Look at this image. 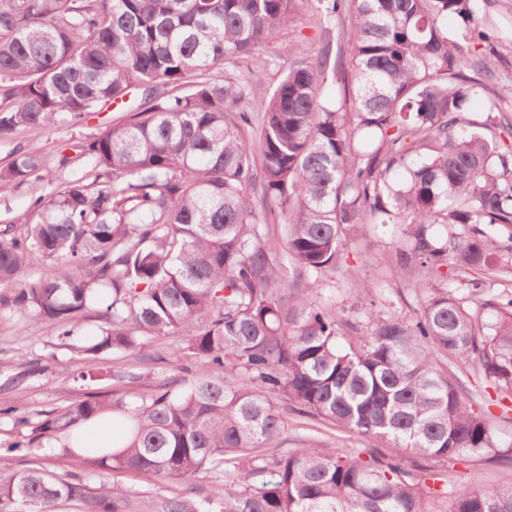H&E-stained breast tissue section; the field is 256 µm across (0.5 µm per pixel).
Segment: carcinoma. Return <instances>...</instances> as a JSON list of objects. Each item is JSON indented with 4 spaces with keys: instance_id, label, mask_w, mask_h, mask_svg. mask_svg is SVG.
I'll list each match as a JSON object with an SVG mask.
<instances>
[{
    "instance_id": "cac0c4a2",
    "label": "carcinoma",
    "mask_w": 512,
    "mask_h": 512,
    "mask_svg": "<svg viewBox=\"0 0 512 512\" xmlns=\"http://www.w3.org/2000/svg\"><path fill=\"white\" fill-rule=\"evenodd\" d=\"M299 2L0 0V143L114 106L127 114L62 144L58 166L71 151L84 178L59 183L21 147L0 166V184L49 188L0 227V319L41 321L67 347L99 313L104 325L78 347L90 358L177 333L209 366L134 400L92 394L47 414L0 448V512L63 501L83 512H427L435 494L448 512H512V483L455 484L343 449L266 455L287 399L436 463L482 456L495 447L488 420L440 355L477 363L512 394V262L495 258L512 259V148L497 136L512 85L488 98L485 120L467 118L495 76L499 38L480 25L482 0H317L326 19L354 9L350 80L327 94L328 54L289 42L275 89L257 98L270 65L259 49L296 22ZM450 16L462 22L453 33ZM269 224L284 225L305 288H282ZM364 224L406 228L396 261L425 300L413 323L366 308L370 332L356 336L311 296ZM45 261L67 275L25 279ZM107 411L129 442L85 459L86 474L15 468L14 453ZM129 471L210 478L211 492L148 491L139 505L113 481Z\"/></svg>"
}]
</instances>
